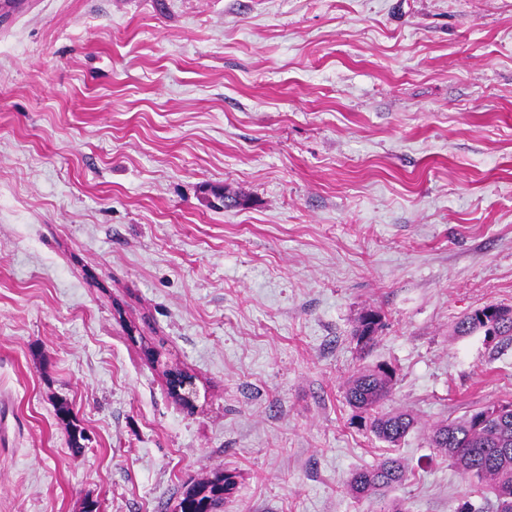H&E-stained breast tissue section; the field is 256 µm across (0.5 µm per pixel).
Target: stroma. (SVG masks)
<instances>
[{"instance_id":"stroma-1","label":"stroma","mask_w":512,"mask_h":512,"mask_svg":"<svg viewBox=\"0 0 512 512\" xmlns=\"http://www.w3.org/2000/svg\"><path fill=\"white\" fill-rule=\"evenodd\" d=\"M489 303L512 307V0L0 12V512H175L227 471L219 512H381L345 485L391 454L407 512H486L429 431L512 402V343L454 333ZM376 365L419 421L393 448L344 399ZM381 324L382 318L378 311L367 310L362 313L356 321L353 333L357 345L362 347L370 345L374 341ZM56 416L66 426L70 432L71 447L74 452L78 453L83 448L80 440H85L84 432L76 423L77 418L73 410L65 403H60L56 407Z\"/></svg>"}]
</instances>
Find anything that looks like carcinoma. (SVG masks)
Segmentation results:
<instances>
[{"label":"carcinoma","mask_w":512,"mask_h":512,"mask_svg":"<svg viewBox=\"0 0 512 512\" xmlns=\"http://www.w3.org/2000/svg\"><path fill=\"white\" fill-rule=\"evenodd\" d=\"M382 324L379 312L362 313L354 329L357 344L370 345ZM459 336L476 332L489 341L512 342V307L488 304L461 318L455 327ZM394 372L376 366L350 376L345 399L356 416L376 438L398 445L416 424L403 411H386L383 404L392 393ZM56 416L70 432L71 447L78 453L84 432L73 410L65 403ZM432 447L448 458L465 477L488 487L495 501L492 512H512V402L490 403L454 419L441 422L430 432ZM407 466L398 457H388L374 467L354 471L346 482L354 498L376 497L402 484ZM235 486L234 476L224 474L188 488L180 499L178 512H217L224 496Z\"/></svg>","instance_id":"carcinoma-1"}]
</instances>
